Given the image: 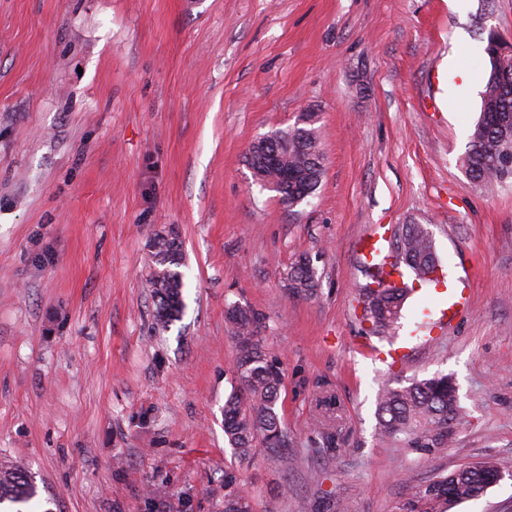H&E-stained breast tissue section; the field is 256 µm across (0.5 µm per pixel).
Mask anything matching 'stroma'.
<instances>
[{"instance_id": "stroma-1", "label": "stroma", "mask_w": 512, "mask_h": 512, "mask_svg": "<svg viewBox=\"0 0 512 512\" xmlns=\"http://www.w3.org/2000/svg\"><path fill=\"white\" fill-rule=\"evenodd\" d=\"M491 31L512 40V0H0V462L53 512H224L228 472L253 512H399L492 458L504 479L453 512H512V179L463 167ZM309 113L324 174L291 207L247 156ZM163 224L187 308L154 336ZM375 224L425 225L444 273L382 337L357 304ZM302 254L308 299L285 276ZM235 302L282 368L292 467L224 435ZM436 374L467 422L421 456L380 432L378 392Z\"/></svg>"}]
</instances>
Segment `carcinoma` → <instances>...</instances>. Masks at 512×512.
<instances>
[{
  "label": "carcinoma",
  "instance_id": "carcinoma-1",
  "mask_svg": "<svg viewBox=\"0 0 512 512\" xmlns=\"http://www.w3.org/2000/svg\"><path fill=\"white\" fill-rule=\"evenodd\" d=\"M288 139L286 165H258L255 176L266 188L292 207L317 190L324 174V154L315 129L292 127L274 132L270 139ZM512 149V64L488 72L480 117L472 130L463 166L470 179L485 186L512 177V157L497 152ZM397 262L405 263L421 285L437 281L438 258L429 231L422 224H406L394 233ZM151 265L146 286L155 300L153 329L166 332L185 309L183 289L184 251L178 232H156L150 243ZM289 287L300 297H312L318 279L310 261L301 257L286 272ZM372 285L361 290L362 319L370 332L381 335L393 329L413 292L372 274ZM226 318L237 344V388L224 400V434L237 455L246 460L257 445L272 452L287 447L288 431L278 412L283 384L282 370L268 355L260 335L259 314L247 306L232 304ZM378 420L382 431L403 442L409 451L433 456L453 439L465 413L456 385L447 375L416 380L406 386H387L379 399ZM501 472L492 460L462 466L440 474L417 487L400 512H448V503L460 504L485 491ZM235 479H224V512H252L250 500L234 489ZM37 495L27 472L17 465L0 464V505H24Z\"/></svg>",
  "mask_w": 512,
  "mask_h": 512
}]
</instances>
